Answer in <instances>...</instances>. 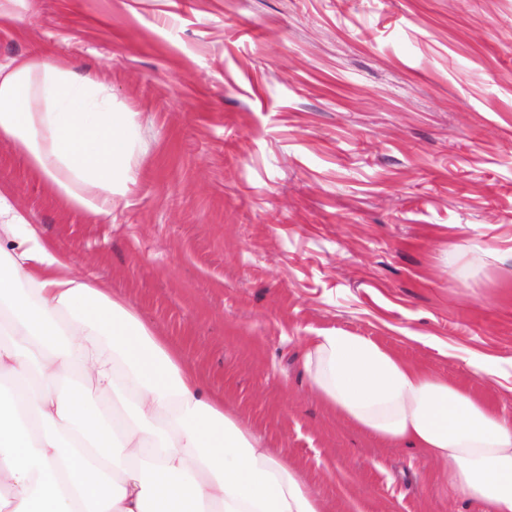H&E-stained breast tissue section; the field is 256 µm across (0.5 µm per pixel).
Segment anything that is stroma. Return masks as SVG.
<instances>
[{
    "label": "stroma",
    "mask_w": 512,
    "mask_h": 512,
    "mask_svg": "<svg viewBox=\"0 0 512 512\" xmlns=\"http://www.w3.org/2000/svg\"><path fill=\"white\" fill-rule=\"evenodd\" d=\"M0 61L52 50L131 115L98 222L0 143L40 238L182 349L326 512H477L433 462L329 412L320 330L512 413V0H17Z\"/></svg>",
    "instance_id": "obj_1"
}]
</instances>
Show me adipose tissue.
<instances>
[{"mask_svg": "<svg viewBox=\"0 0 512 512\" xmlns=\"http://www.w3.org/2000/svg\"><path fill=\"white\" fill-rule=\"evenodd\" d=\"M0 142L71 208L111 216L137 173L130 115L51 51L0 62ZM0 187V512H326L304 474L224 411L179 346L40 241ZM310 389L512 512V414L358 335L308 337Z\"/></svg>", "mask_w": 512, "mask_h": 512, "instance_id": "1", "label": "adipose tissue"}]
</instances>
